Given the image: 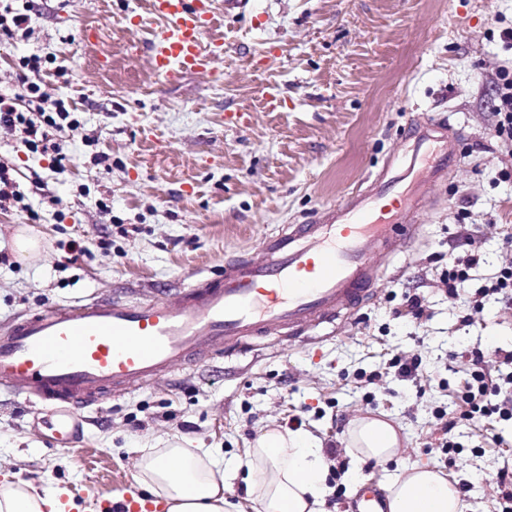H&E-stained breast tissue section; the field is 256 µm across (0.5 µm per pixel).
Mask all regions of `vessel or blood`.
<instances>
[{"mask_svg": "<svg viewBox=\"0 0 512 512\" xmlns=\"http://www.w3.org/2000/svg\"><path fill=\"white\" fill-rule=\"evenodd\" d=\"M166 22L151 43L156 72L207 69L220 43H205L206 0H148ZM457 157L444 125L431 122L402 158L405 174L424 166L440 180ZM396 178L379 177L362 192L266 238L261 259L225 261L218 274L190 284L174 303L105 298L52 305L22 316L0 334V387L48 402L58 415L56 440L67 443L98 398L129 389L191 357L248 349L254 338L287 332L295 340L362 303L378 279L373 260L417 235L413 217L426 202ZM357 512H387L386 495L368 482Z\"/></svg>", "mask_w": 512, "mask_h": 512, "instance_id": "obj_1", "label": "vessel or blood"}]
</instances>
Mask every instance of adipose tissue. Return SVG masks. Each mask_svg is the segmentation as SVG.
<instances>
[{
	"label": "adipose tissue",
	"mask_w": 512,
	"mask_h": 512,
	"mask_svg": "<svg viewBox=\"0 0 512 512\" xmlns=\"http://www.w3.org/2000/svg\"><path fill=\"white\" fill-rule=\"evenodd\" d=\"M352 485L369 460L385 462L401 447L396 428L363 415L346 434ZM245 477L261 512H325L326 461L319 438L302 430L267 427L243 457L233 461L210 448L177 442L145 448L136 462V484L165 512H242L224 496L225 486ZM389 512H465L466 505L443 472L428 466L402 470L388 482ZM0 512H64L57 490L39 492L24 482H0Z\"/></svg>",
	"instance_id": "obj_1"
}]
</instances>
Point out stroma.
I'll return each mask as SVG.
<instances>
[{
	"instance_id": "stroma-1",
	"label": "stroma",
	"mask_w": 512,
	"mask_h": 512,
	"mask_svg": "<svg viewBox=\"0 0 512 512\" xmlns=\"http://www.w3.org/2000/svg\"><path fill=\"white\" fill-rule=\"evenodd\" d=\"M29 33L0 35V89L19 57L35 54L50 99L80 126L66 132L70 161L30 154L0 132V161L23 185L21 208L0 211V332L54 304L116 297L165 302L263 239L366 189L401 157L408 135L437 119L460 155L429 185L418 235L392 259L369 298L294 342L273 337L232 356L211 354L128 393L100 399L70 444L53 447L52 407L0 390V477L57 488L81 512H106L135 488L142 447L178 441L243 456L268 425L304 428L324 443L328 512H351L346 431L360 415L398 430L400 453L364 465L386 486L415 464L468 483L469 512H499L494 474L512 468V420L464 419L460 393L472 349L512 353V299L471 314L449 295V254L477 249V288L512 264V140L492 131L491 75L512 72V0H210L207 70L155 76L149 42L164 20L147 0H29ZM109 155L111 171L91 162ZM25 228L42 241L17 260ZM86 253L72 260L71 249ZM423 299L414 318L408 299ZM471 324H463L464 316ZM419 358L416 378L398 360ZM460 416L449 459L439 412ZM39 240L22 229L16 234L13 249L20 261H33L39 254Z\"/></svg>"
}]
</instances>
